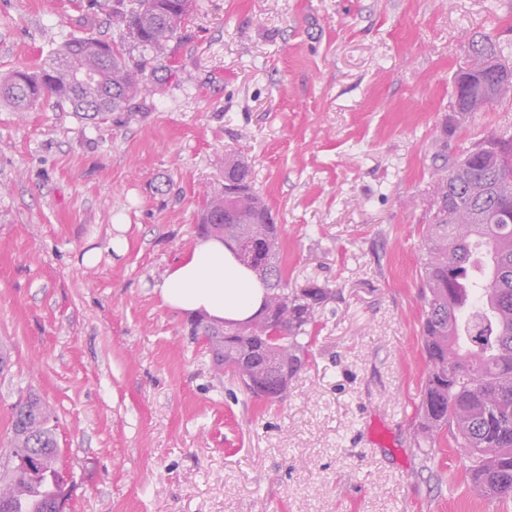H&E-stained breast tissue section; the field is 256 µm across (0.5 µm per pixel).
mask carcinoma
Wrapping results in <instances>:
<instances>
[{"label":"carcinoma","instance_id":"obj_1","mask_svg":"<svg viewBox=\"0 0 512 512\" xmlns=\"http://www.w3.org/2000/svg\"><path fill=\"white\" fill-rule=\"evenodd\" d=\"M192 0H115L112 22L143 52L162 54L179 32ZM475 68L497 70L489 91L474 101L483 112L512 95V69L497 37L471 40ZM92 75L75 81V71ZM145 61L93 37L65 43L40 69H20L0 79V103L33 109L52 99L90 118L123 112L147 90ZM467 117L454 112L441 126L430 156V200L422 228L419 266L423 317L420 341L427 363L415 416L416 447L442 437L466 462L469 492L512 500V164L492 172L490 155L512 151V137L491 134L468 153L448 157V133ZM224 220L225 234L242 244L237 259L267 289L246 336L218 335L197 316L193 335L224 350L218 372H240L245 389L264 403L283 401L306 364L315 311L327 298L312 285L288 291L281 258V225L235 160H224V189L204 195L199 230ZM51 413L33 391L10 409L8 453L0 464V512H62L68 484L49 426Z\"/></svg>","mask_w":512,"mask_h":512}]
</instances>
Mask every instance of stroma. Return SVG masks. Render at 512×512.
Masks as SVG:
<instances>
[{
    "instance_id": "1",
    "label": "stroma",
    "mask_w": 512,
    "mask_h": 512,
    "mask_svg": "<svg viewBox=\"0 0 512 512\" xmlns=\"http://www.w3.org/2000/svg\"><path fill=\"white\" fill-rule=\"evenodd\" d=\"M112 3L0 0V75L74 37L118 40ZM488 33L512 64V0H195L128 111L0 104V454L36 391L64 512H512L470 497L457 449L422 451L412 430L428 156ZM510 126L507 98L448 146ZM228 157L282 226L289 288L330 293L275 405L215 373L155 291Z\"/></svg>"
}]
</instances>
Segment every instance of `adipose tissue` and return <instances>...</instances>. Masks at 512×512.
Instances as JSON below:
<instances>
[{"instance_id": "1", "label": "adipose tissue", "mask_w": 512, "mask_h": 512, "mask_svg": "<svg viewBox=\"0 0 512 512\" xmlns=\"http://www.w3.org/2000/svg\"><path fill=\"white\" fill-rule=\"evenodd\" d=\"M158 294L169 308L221 323L253 318L263 306L266 289L236 259L231 246L215 237H202L167 271Z\"/></svg>"}]
</instances>
